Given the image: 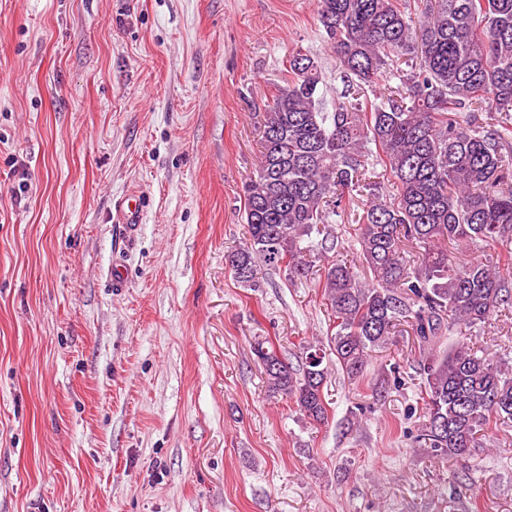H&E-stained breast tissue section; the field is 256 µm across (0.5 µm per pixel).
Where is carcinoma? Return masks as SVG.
Segmentation results:
<instances>
[{
	"label": "carcinoma",
	"mask_w": 512,
	"mask_h": 512,
	"mask_svg": "<svg viewBox=\"0 0 512 512\" xmlns=\"http://www.w3.org/2000/svg\"><path fill=\"white\" fill-rule=\"evenodd\" d=\"M317 21L339 62L344 101L328 110L320 62L289 56L244 187L247 238L226 260L248 287L260 266L300 281L312 234L333 248L330 224L353 193H366L354 244L372 285L345 263L320 275L334 317L332 354L356 381L372 352L409 328L425 392L418 442L436 458L472 461L476 483L475 449L486 447L491 424L512 423V364L472 337L512 305V252L460 267L448 246L512 247V0H434L416 37L402 0H317ZM405 57L408 70L399 67ZM383 76L401 89L368 99ZM373 154L396 194L367 180ZM252 350L269 396L293 401L313 427L328 421V370L309 364L322 348L301 347L296 365L266 339Z\"/></svg>",
	"instance_id": "obj_1"
}]
</instances>
